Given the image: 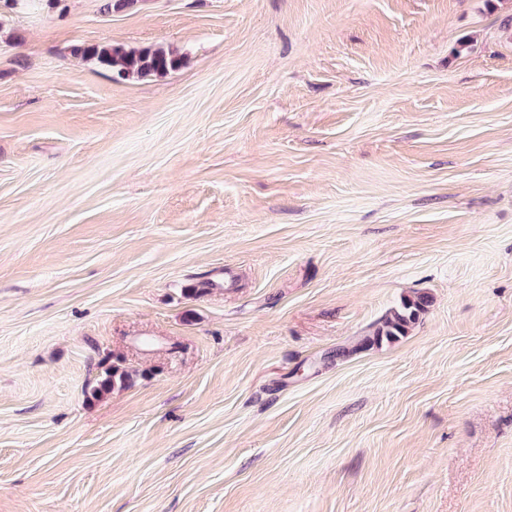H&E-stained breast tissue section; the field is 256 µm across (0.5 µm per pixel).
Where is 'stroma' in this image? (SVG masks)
<instances>
[{"instance_id":"1","label":"stroma","mask_w":512,"mask_h":512,"mask_svg":"<svg viewBox=\"0 0 512 512\" xmlns=\"http://www.w3.org/2000/svg\"><path fill=\"white\" fill-rule=\"evenodd\" d=\"M106 3L0 0V512H512V0ZM71 52L83 59L97 61L119 79L164 75L186 63L185 55L163 48L126 49L123 46L77 44ZM428 304L429 300L424 295L404 299L401 306L392 310L384 319L382 326L374 331L373 336H368L365 342L379 343L383 337L396 339L398 336H404L418 321L420 314L426 311Z\"/></svg>"}]
</instances>
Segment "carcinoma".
I'll list each match as a JSON object with an SVG mask.
<instances>
[{"label":"carcinoma","mask_w":512,"mask_h":512,"mask_svg":"<svg viewBox=\"0 0 512 512\" xmlns=\"http://www.w3.org/2000/svg\"><path fill=\"white\" fill-rule=\"evenodd\" d=\"M71 52L83 59L97 61L119 79L164 75L180 69L186 63L185 55L163 48L127 49L123 46L77 44ZM428 304L429 300L424 295L405 299L399 308L384 319L382 326L367 337V341L378 343L384 337L395 339L405 335L418 321L420 314L426 311ZM117 380L124 381L125 373L114 367L106 372V378L93 390L92 395L98 397L110 391Z\"/></svg>","instance_id":"cac0c4a2"}]
</instances>
